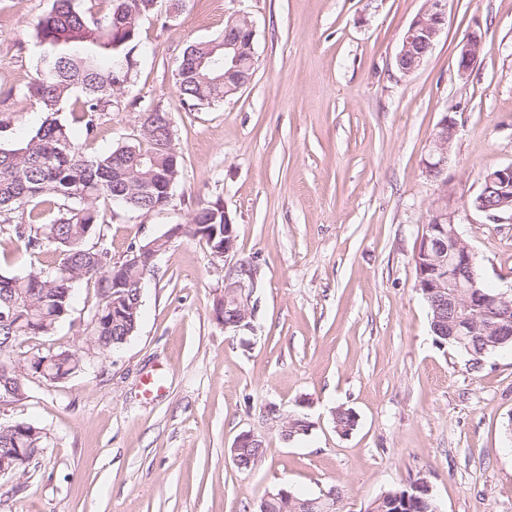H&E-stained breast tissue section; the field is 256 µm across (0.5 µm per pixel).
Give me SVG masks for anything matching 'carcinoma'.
Returning <instances> with one entry per match:
<instances>
[{"instance_id": "carcinoma-1", "label": "carcinoma", "mask_w": 512, "mask_h": 512, "mask_svg": "<svg viewBox=\"0 0 512 512\" xmlns=\"http://www.w3.org/2000/svg\"><path fill=\"white\" fill-rule=\"evenodd\" d=\"M53 0L51 11L35 26L39 46L35 78L28 87L43 118L35 132L17 148L0 147V233L12 232L25 251L35 256L59 254V264H40L23 275L0 272V374L27 381L30 359L18 351L27 339L51 335L70 310L75 286L96 280L100 296L112 294V258L104 248L87 245L96 226L106 223L101 204L116 200L147 214L171 202L168 187L181 175L180 156L173 145L169 113L156 107L145 113L140 132L110 152L91 156L75 140L57 114L72 99L73 120L87 141L94 139L102 117L112 111L115 94L137 73L143 19L154 14L157 0H109L110 10L94 12L99 0ZM224 49L221 43L192 42L175 69V86L183 109L193 112L233 95L224 86ZM224 223V201L201 203L191 224ZM154 263L143 261L127 269L117 285L119 295L99 304L86 327L85 343L97 352H111L134 335L141 317L142 298L137 282ZM473 332L450 347L479 365L488 355L512 348L498 344L485 321L476 316ZM55 376L77 373L75 353H54ZM335 426L342 434L357 426L356 416L336 408ZM0 429L5 448H44L46 437L33 433L35 425ZM409 495L414 512H433V496L414 484L391 488ZM316 499L288 490V496L261 500L259 512H305L304 503Z\"/></svg>"}]
</instances>
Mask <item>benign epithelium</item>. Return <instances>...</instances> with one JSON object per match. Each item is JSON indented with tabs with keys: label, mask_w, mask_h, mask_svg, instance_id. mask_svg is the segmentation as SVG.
<instances>
[{
	"label": "benign epithelium",
	"mask_w": 512,
	"mask_h": 512,
	"mask_svg": "<svg viewBox=\"0 0 512 512\" xmlns=\"http://www.w3.org/2000/svg\"><path fill=\"white\" fill-rule=\"evenodd\" d=\"M447 5L445 0H427L426 7L416 15L405 30L396 60L400 71L410 75L417 71L433 51L439 35L446 26ZM242 25L229 26L224 30V77L235 80L236 90L244 88L251 80L243 60L253 59L252 40L254 23L245 14L237 15ZM485 50V38L479 30L470 31L460 45L457 65L460 74H466ZM457 133V125L446 115L437 126L432 149L425 163L430 177L439 181V192L434 209L423 232L415 253L418 266L416 290L424 296L437 299L434 331L445 336H463L471 317L482 313L489 320L498 336H512V306L493 307L487 305L485 296L476 289V263L472 248L464 241L455 222V213L447 209L448 184L441 180L448 162L451 144ZM482 188L496 191L501 202L488 205L478 201L475 209L495 219L507 203L505 196L512 193V164L499 167L482 177ZM203 241L210 246L212 257L224 261V310L235 315L237 324H247L253 307L254 289L257 286L259 269L244 260H232L236 253V231L229 211H224V224H216L200 232ZM25 393L19 381L0 378V404L20 402ZM242 448H265L264 442L251 433L237 436L230 454L237 468L244 467L240 455ZM36 455L34 448H7L0 453V477L14 476V461L31 460Z\"/></svg>",
	"instance_id": "obj_1"
}]
</instances>
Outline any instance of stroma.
Returning a JSON list of instances; mask_svg holds the SVG:
<instances>
[{"label": "stroma", "mask_w": 512, "mask_h": 512, "mask_svg": "<svg viewBox=\"0 0 512 512\" xmlns=\"http://www.w3.org/2000/svg\"><path fill=\"white\" fill-rule=\"evenodd\" d=\"M426 0H158L143 20L140 65L85 150L135 137L146 111L171 117L183 171L170 205L143 214L106 204L92 242L121 263L131 248L189 224L223 199L236 256L260 275L248 329L219 323L224 264L205 243L173 238L143 283L137 332L87 357L63 382L28 383L0 421L44 427L47 446L23 478H0V512H256L285 485L337 489L340 512H363L389 488L423 477L441 512H512V350L480 369L436 342L416 291L414 255L440 181L424 168L443 116L457 123L448 207L492 288L512 289V218L473 206L481 176L512 163V0H447V26L423 66L398 72L403 32ZM51 0H0V110L19 145L38 124L27 87L32 32ZM255 25V71L224 101L185 111L173 70L193 41L221 37L230 17ZM482 30L467 74L459 44ZM100 300L76 285L53 334L29 355L82 351ZM301 411L305 438L278 422ZM358 416L338 434L337 407ZM244 432L266 455L247 471L230 448Z\"/></svg>", "instance_id": "1"}]
</instances>
